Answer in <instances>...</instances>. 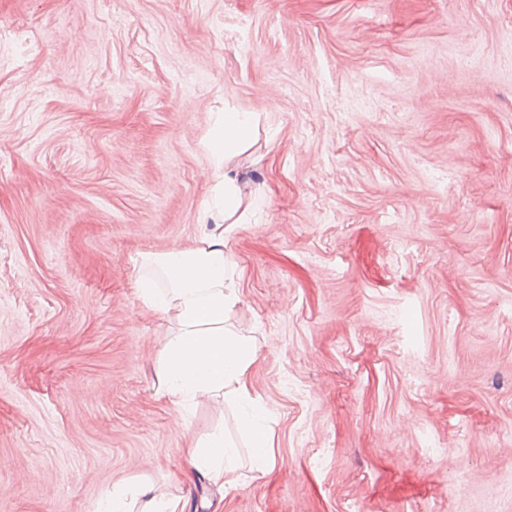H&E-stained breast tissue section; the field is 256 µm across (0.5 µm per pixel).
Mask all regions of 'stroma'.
<instances>
[{"label":"stroma","mask_w":512,"mask_h":512,"mask_svg":"<svg viewBox=\"0 0 512 512\" xmlns=\"http://www.w3.org/2000/svg\"><path fill=\"white\" fill-rule=\"evenodd\" d=\"M227 107L263 472L233 400L174 418L133 265L200 238ZM218 430L240 488L187 463ZM505 478L512 0H0V512H485ZM127 491L114 488L103 494L93 512H128Z\"/></svg>","instance_id":"1"}]
</instances>
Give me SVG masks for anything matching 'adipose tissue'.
Masks as SVG:
<instances>
[{
	"mask_svg": "<svg viewBox=\"0 0 512 512\" xmlns=\"http://www.w3.org/2000/svg\"><path fill=\"white\" fill-rule=\"evenodd\" d=\"M258 124L252 112L218 113L206 142L217 182L204 209L206 224L198 244L140 258L141 264L158 268L167 281L160 288L155 280L140 278L138 291L149 307L170 316L178 327L161 352L158 376L162 394L177 409L222 396L229 387L241 402L251 401L245 376L256 356V341L230 322L238 296L224 232L242 223L248 208L231 162L254 144ZM186 455L201 476L228 489L239 487L235 451L223 433L212 434L187 449Z\"/></svg>",
	"mask_w": 512,
	"mask_h": 512,
	"instance_id": "1",
	"label": "adipose tissue"
}]
</instances>
